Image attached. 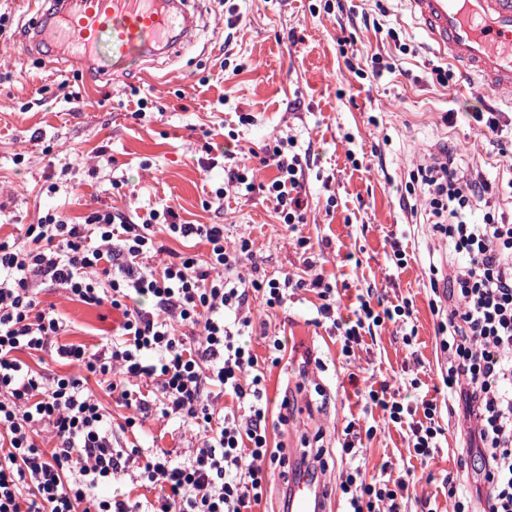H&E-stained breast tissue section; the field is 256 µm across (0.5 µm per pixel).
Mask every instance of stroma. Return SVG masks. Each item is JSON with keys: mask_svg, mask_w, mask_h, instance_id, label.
Returning <instances> with one entry per match:
<instances>
[{"mask_svg": "<svg viewBox=\"0 0 512 512\" xmlns=\"http://www.w3.org/2000/svg\"><path fill=\"white\" fill-rule=\"evenodd\" d=\"M342 2L337 8L327 0H204L189 53L109 83L50 50L28 53L29 22L49 0H0V15L8 18L0 32V238L53 211L77 219L108 206L134 218L167 204L183 221L223 225L226 241L249 238L267 276L303 277L295 243L265 194L226 187L223 207L209 204L229 167L245 164L257 181L271 178L258 152L294 137L308 159L300 231L322 249L321 268L335 278L342 307L369 290L395 304L408 300L418 332L408 345L384 324L347 359L338 336L314 325V294L299 291L286 308L261 312L270 335L287 346L268 378L270 398L291 401L276 440L292 453L319 439L336 486L346 468L338 441L347 421L358 419L375 429L366 442L368 473L387 459L398 475L423 469L408 512H419L423 499L434 512H448L445 475L461 490L476 486L466 463L469 421L441 413L445 437L423 466L408 451L406 427L388 423L380 409L365 411L364 394L386 381L410 402L442 383L448 356L429 301L431 281L448 277V260L421 193L405 187L418 164L446 149L465 172L490 175L493 201L512 219V138L474 118L496 112L501 123L512 122V95L474 85L449 65L405 0ZM367 16L396 29L412 52L398 56L393 72L361 78L357 69L369 72L372 55L389 49L380 32L365 28ZM438 67L447 69V85L437 82ZM66 91L78 94V108L63 103ZM141 97L152 109L137 120ZM395 237L408 253L403 268L390 259ZM39 286L44 304L68 324L62 342L95 344L120 321L109 307L69 300L50 281ZM142 442L179 457L191 439L176 422L153 415L142 426Z\"/></svg>", "mask_w": 512, "mask_h": 512, "instance_id": "1", "label": "stroma"}]
</instances>
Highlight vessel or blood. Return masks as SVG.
I'll return each mask as SVG.
<instances>
[{
  "instance_id": "1",
  "label": "vessel or blood",
  "mask_w": 512,
  "mask_h": 512,
  "mask_svg": "<svg viewBox=\"0 0 512 512\" xmlns=\"http://www.w3.org/2000/svg\"><path fill=\"white\" fill-rule=\"evenodd\" d=\"M425 34L472 81L512 87V0H408ZM198 0H53L35 17L38 43L105 80L194 44ZM288 512H331L327 477L304 464L285 487Z\"/></svg>"
}]
</instances>
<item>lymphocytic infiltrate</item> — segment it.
Segmentation results:
<instances>
[{
  "label": "lymphocytic infiltrate",
  "mask_w": 512,
  "mask_h": 512,
  "mask_svg": "<svg viewBox=\"0 0 512 512\" xmlns=\"http://www.w3.org/2000/svg\"><path fill=\"white\" fill-rule=\"evenodd\" d=\"M260 162L275 168L265 190L280 222L296 232L304 221V164L294 139ZM415 177L427 190L433 234L460 262L449 275L444 384L449 402L464 404L482 483L472 496L449 485L448 496L454 512H512V223L491 205L492 180L465 176L451 155L418 166ZM481 202L486 209L477 219ZM161 233L204 244L206 253H176L155 268L148 259ZM252 258L249 240L227 249L223 225L182 223L169 206L138 222L108 207L79 222L49 213L0 239V512H254L289 464L271 445L265 387L266 366L280 363L286 344L270 336L267 357L254 352L250 300L273 309L296 291L316 294L314 323L337 331L346 356L386 320L400 325L404 340L417 334L410 302L378 311L361 297L340 316L336 285L315 260L305 259L298 279H252L240 271ZM40 278L72 300L121 313L115 333L93 348L57 344L66 324L54 308L41 307ZM135 295L151 298L152 309L132 306ZM50 348L68 373L49 378L22 359ZM92 376L129 409L120 426L89 390ZM368 397L389 421L407 424L414 457L427 463L443 435L437 401L408 403L376 390ZM152 410L194 432L196 450L176 460L144 447L136 430ZM361 445L360 430L347 425L342 512H406L415 472L392 477L387 461L367 475ZM134 462L143 494L99 495Z\"/></svg>",
  "instance_id": "lymphocytic-infiltrate-1"
}]
</instances>
